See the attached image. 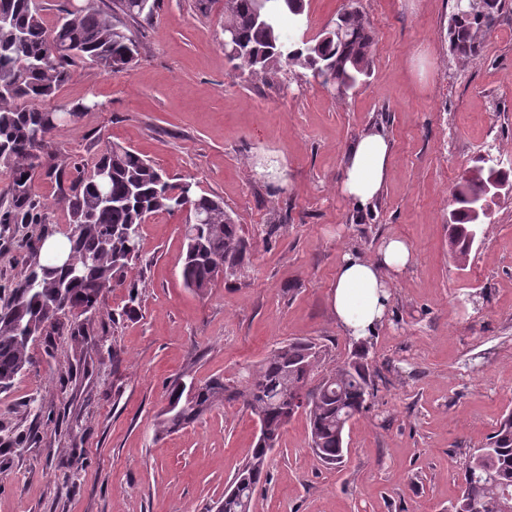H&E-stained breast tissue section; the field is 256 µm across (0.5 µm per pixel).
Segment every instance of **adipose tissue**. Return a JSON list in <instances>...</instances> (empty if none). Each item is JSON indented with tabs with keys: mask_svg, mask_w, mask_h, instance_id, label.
I'll list each match as a JSON object with an SVG mask.
<instances>
[{
	"mask_svg": "<svg viewBox=\"0 0 512 512\" xmlns=\"http://www.w3.org/2000/svg\"><path fill=\"white\" fill-rule=\"evenodd\" d=\"M391 154V141L383 128L363 132L345 152L342 194L358 207L372 205L390 177ZM415 259L412 245L399 236L383 239L371 257L355 250L343 254L331 299L336 320L347 336L358 340L376 330L387 314L394 275Z\"/></svg>",
	"mask_w": 512,
	"mask_h": 512,
	"instance_id": "1",
	"label": "adipose tissue"
}]
</instances>
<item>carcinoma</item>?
Wrapping results in <instances>:
<instances>
[{
    "instance_id": "carcinoma-1",
    "label": "carcinoma",
    "mask_w": 512,
    "mask_h": 512,
    "mask_svg": "<svg viewBox=\"0 0 512 512\" xmlns=\"http://www.w3.org/2000/svg\"><path fill=\"white\" fill-rule=\"evenodd\" d=\"M506 0H460L453 4L448 26L452 54L461 62L478 55ZM158 0H83L78 10L61 9L49 25L43 0H0V167L10 181L0 188V224H47L48 206L32 181L37 169L49 177L66 174L69 162L53 148L51 134L60 125L79 120L98 104L72 100L53 104L59 89L73 76L71 66L122 69L138 61L142 43L133 31L149 20ZM304 0H224V27L237 40L225 45L227 57L240 74L272 81L284 69L311 72L331 94L341 96L366 82L372 72L374 36L366 15L353 3L343 5L314 39L288 42L282 22L303 21ZM496 157L481 160L479 174L463 177L455 188L448 241L469 252L475 223L471 209L486 196ZM109 176L113 206L102 208L99 172ZM192 211L207 223L186 235L182 275L187 288L208 294L219 278L244 276L251 243L218 197L171 182L167 175L135 150L112 144L90 169L69 187L63 203L68 224L65 257L70 269L59 270L58 257L41 262L32 251L29 263L7 302L0 305V390L31 365L32 337L42 336L66 318L79 335L92 326L107 292L122 285L127 270L140 261V227L149 217L183 211L187 197ZM89 307L91 315L75 313L71 302ZM370 341L353 342L346 359L333 364L326 345L296 339L272 349L257 365L244 368L229 382L212 376L196 383L183 377L169 385V400L156 416L154 431L168 435L228 403H240L257 418L258 440L230 480L238 495L224 494V512H251L257 486L266 478L273 449L287 425L283 408L295 390L312 386L304 408L310 448L325 465L338 467L344 458V430L370 408L377 370L368 362ZM452 512H512V411L502 417L487 442L471 449L463 463L459 495Z\"/></svg>"
}]
</instances>
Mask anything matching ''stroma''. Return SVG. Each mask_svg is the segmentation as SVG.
<instances>
[{
    "label": "stroma",
    "mask_w": 512,
    "mask_h": 512,
    "mask_svg": "<svg viewBox=\"0 0 512 512\" xmlns=\"http://www.w3.org/2000/svg\"><path fill=\"white\" fill-rule=\"evenodd\" d=\"M345 0H306L315 37ZM375 34L373 73L337 98L312 77L238 75L224 52L221 0H159L122 70L76 66L57 95L98 101L61 125L55 147L86 168L105 142L223 199L252 250L245 278L206 296L181 277V214L141 227L140 264L107 293L89 335L68 321L30 345L32 364L0 391V512H216L258 427L231 404L159 437L154 419L177 375L231 379L278 343L315 338L334 358L351 343L331 288L344 252L407 238L417 259L395 277L372 336L379 376L370 412L346 429L342 467L308 445L305 414L286 426L254 512H450L466 453L512 410V196L481 226L467 267L448 252L460 175L486 150L512 161V0L479 55L448 46L452 0H356ZM392 172L368 209L339 189L343 151L372 126ZM47 224H0V290L26 245L68 228L63 187L36 173ZM138 300L124 316L130 286Z\"/></svg>",
    "instance_id": "35a3bbf8"
}]
</instances>
